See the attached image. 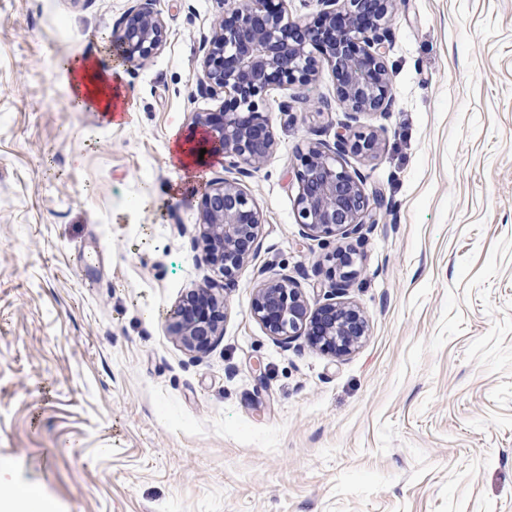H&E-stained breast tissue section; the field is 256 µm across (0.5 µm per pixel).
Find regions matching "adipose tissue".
I'll return each mask as SVG.
<instances>
[{"mask_svg":"<svg viewBox=\"0 0 512 512\" xmlns=\"http://www.w3.org/2000/svg\"><path fill=\"white\" fill-rule=\"evenodd\" d=\"M64 71L74 77L71 99L76 110L94 109L111 117L118 114L121 66L105 70L87 55L68 61ZM0 512H54V508L37 489L17 485L0 474Z\"/></svg>","mask_w":512,"mask_h":512,"instance_id":"1","label":"adipose tissue"}]
</instances>
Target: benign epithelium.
Returning a JSON list of instances; mask_svg holds the SVG:
<instances>
[{"instance_id": "benign-epithelium-1", "label": "benign epithelium", "mask_w": 512, "mask_h": 512, "mask_svg": "<svg viewBox=\"0 0 512 512\" xmlns=\"http://www.w3.org/2000/svg\"><path fill=\"white\" fill-rule=\"evenodd\" d=\"M155 0L132 7L120 23L113 53L126 66H141L166 43V25ZM283 2L220 0L225 6L204 44L205 94L222 96L219 110L197 112L201 147L224 157V168L248 176L273 152L275 136L259 103L275 87L307 85L328 69L336 81V103L345 121L334 145L315 143L299 153L295 221L316 237L357 234L378 223L382 201L365 194L362 179L342 163L347 151L372 155L371 134L346 136L358 115L387 112L393 104L391 76L385 63L394 0H320L316 22L293 20ZM260 212L239 179L206 184L201 200V242L213 272L230 279L259 247ZM344 289L355 274L353 253L332 254ZM254 317L276 340L305 336L315 348L336 356L362 343L367 321L349 302H324L311 309L303 290L288 275L268 279L253 302ZM169 328L191 353L209 350L222 334L223 302L213 284L192 288L167 313Z\"/></svg>"}]
</instances>
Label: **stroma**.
I'll use <instances>...</instances> for the list:
<instances>
[{"mask_svg": "<svg viewBox=\"0 0 512 512\" xmlns=\"http://www.w3.org/2000/svg\"><path fill=\"white\" fill-rule=\"evenodd\" d=\"M137 0H0V469L55 512H512V0H397L395 104L346 153L378 223L325 241L295 222L298 152L334 143L336 81L274 88L276 146L242 183L260 246L193 356L165 319L213 279L201 188L170 160L202 94L218 0H157L162 50L123 71L114 125L74 110L62 61L112 65ZM289 111H282V103ZM343 294L367 335L336 357L252 314L265 277ZM351 251L347 250H335L332 254V260L335 262L336 271L339 273V282L335 283V288H331L332 291L336 292L344 290L345 283L349 281L355 274L356 270L351 269L354 266V258ZM344 269H350L345 270Z\"/></svg>", "mask_w": 512, "mask_h": 512, "instance_id": "35a3bbf8", "label": "stroma"}]
</instances>
